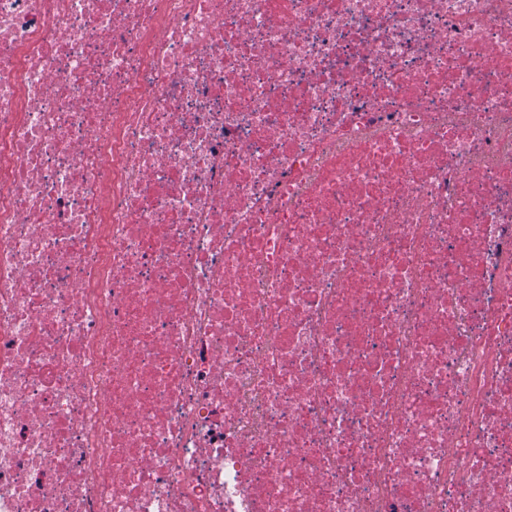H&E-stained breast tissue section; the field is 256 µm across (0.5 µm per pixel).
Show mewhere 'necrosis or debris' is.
<instances>
[{
	"label": "necrosis or debris",
	"mask_w": 512,
	"mask_h": 512,
	"mask_svg": "<svg viewBox=\"0 0 512 512\" xmlns=\"http://www.w3.org/2000/svg\"><path fill=\"white\" fill-rule=\"evenodd\" d=\"M0 512H512V0H0Z\"/></svg>",
	"instance_id": "1"
}]
</instances>
